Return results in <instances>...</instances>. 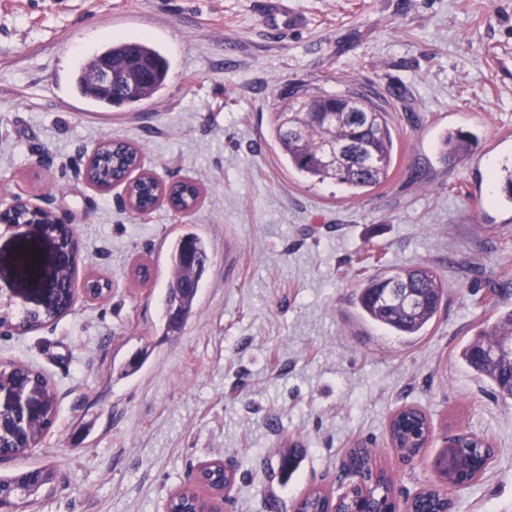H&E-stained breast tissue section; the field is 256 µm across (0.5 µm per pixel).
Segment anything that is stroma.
<instances>
[{"mask_svg": "<svg viewBox=\"0 0 512 512\" xmlns=\"http://www.w3.org/2000/svg\"><path fill=\"white\" fill-rule=\"evenodd\" d=\"M306 25L273 36L255 0H0V201L21 196L76 230L79 278L109 280L54 323L0 334V361L52 384L56 420L39 447L0 460V475L51 472L8 512H166L199 463L237 472L229 512H293L310 489L340 492L341 463L363 442L400 497L441 484L448 441L467 431L494 457L451 491L453 512H512V399L461 357L512 310L484 295L512 279V206L493 170L512 159V0H285ZM150 37L171 61L158 100L101 111L73 86L105 39ZM367 97L396 157L390 180L353 197L289 172L270 131L281 91ZM446 129L472 137L443 165ZM141 151L144 172L191 179L189 213H131L125 188L85 169L105 140ZM195 233L209 262L181 328H164L167 250ZM375 272L431 266L447 293L423 335L363 322L356 259ZM52 243L0 226V288L36 308ZM35 256L34 270L18 267ZM155 275L134 277L138 263ZM144 354L142 366L125 374ZM422 410L433 438L401 462L388 424ZM304 456L279 474L289 443Z\"/></svg>", "mask_w": 512, "mask_h": 512, "instance_id": "obj_1", "label": "stroma"}]
</instances>
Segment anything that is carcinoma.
<instances>
[{"instance_id": "cac0c4a2", "label": "carcinoma", "mask_w": 512, "mask_h": 512, "mask_svg": "<svg viewBox=\"0 0 512 512\" xmlns=\"http://www.w3.org/2000/svg\"><path fill=\"white\" fill-rule=\"evenodd\" d=\"M112 55L117 63L132 57L148 62L151 79L142 90L130 93L122 70H114L112 89L93 85L86 81L84 73L77 77L80 93L98 106L126 107L136 109L154 98L166 86L170 72V60L150 39L114 40L99 48L82 66L85 70L96 60ZM284 110L276 113L272 126V138L288 168L298 176L323 182L333 180L343 186L352 197H357L386 182L394 162V139L387 120L381 112H362L360 118L339 111L341 95H318V104L336 111V127L326 123L327 113L310 114L303 111L299 95L292 90L282 94ZM470 137L461 131L444 132L438 139V151L445 157H464L469 153ZM139 165L135 148L120 141H108L96 149L89 159L86 174L91 183L105 190L114 183L127 182L129 173ZM130 195L138 210L144 214L155 209L161 188L152 177H142L128 182ZM173 206L190 210L200 199V189L192 182H182L167 191ZM60 278L57 290L45 307L39 310L14 311L9 305H0V323L19 327H38L58 321L74 306V276L77 267L78 247L71 228L64 224L54 225ZM169 261L175 269V277L169 282L165 306L186 318L193 307L198 288L208 263V244L197 234H187L177 239L170 247ZM446 289L438 274L429 267L381 273L367 279L359 288L358 303L362 318L376 324L396 336H418L437 315ZM512 340V310H508L499 322L481 331L479 337L470 342L461 352L465 362L478 374L486 377L497 393L512 398V364L501 362L496 366L485 362L484 356ZM36 382L46 393H51L47 379L32 367L21 364H6L0 369V386L12 385L26 388ZM51 416L32 428L28 438L38 445L51 428L56 411L50 406ZM16 422L3 410L0 414V459H9L20 453L16 441ZM389 434L399 458L411 461L422 448L428 436L426 416L415 408L397 413L390 422ZM466 467L471 475L478 476L485 468L489 450L484 444L467 435L459 439ZM303 449L294 445L282 450L280 469L292 474L299 466ZM354 466L367 480L366 493L350 500L345 508L357 512H373L386 506L392 498V485L387 475L375 469L371 455L356 452L352 457ZM51 480V474L40 470L30 471L20 477L0 476V488L18 490L31 496ZM447 502L433 490L423 491L412 503V512H440ZM170 512H195L201 508L198 495L193 489L176 492L167 504ZM328 502L324 494L310 492L298 504L299 512H326Z\"/></svg>"}]
</instances>
